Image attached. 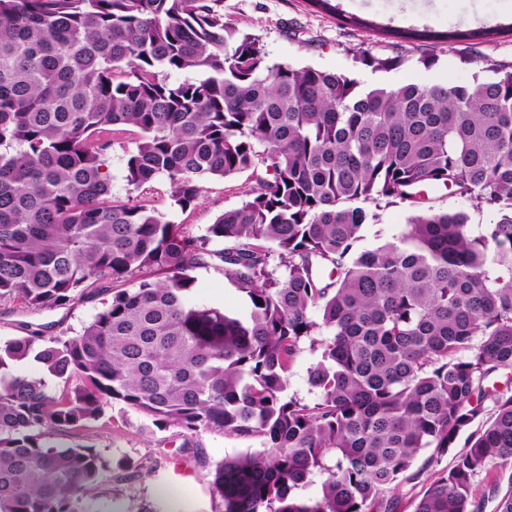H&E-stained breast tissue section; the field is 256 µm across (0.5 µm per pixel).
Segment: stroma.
I'll use <instances>...</instances> for the list:
<instances>
[{
	"label": "stroma",
	"mask_w": 512,
	"mask_h": 512,
	"mask_svg": "<svg viewBox=\"0 0 512 512\" xmlns=\"http://www.w3.org/2000/svg\"><path fill=\"white\" fill-rule=\"evenodd\" d=\"M335 4V12L329 14L308 0H221V11L240 30L259 35L273 61L344 72L366 84L386 80L464 85L482 70L512 64V0H335ZM354 16L360 18V25L351 24ZM426 26L436 31L489 28L493 34L460 42L409 40L392 34L396 28ZM361 49L378 57H401L405 63L381 75L357 62ZM430 55L435 63L424 67L420 59ZM253 186L245 173L206 180L196 204L184 211L173 207L166 178L134 194L167 220L199 235L224 210L240 206ZM193 277L189 302L244 311L245 296L223 271L203 267L195 269ZM112 288V282L104 281L71 305L39 311L2 300L0 343L36 329L47 337L74 336L111 297ZM73 439L94 446L106 458L126 456L141 465L138 476L99 487L102 512H148L155 506L163 512H222L220 500L209 490L212 471L225 458L259 445L258 440L221 431L188 438L175 426L161 430L146 415L118 403L75 429Z\"/></svg>",
	"instance_id": "obj_1"
}]
</instances>
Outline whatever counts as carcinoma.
<instances>
[{"mask_svg":"<svg viewBox=\"0 0 512 512\" xmlns=\"http://www.w3.org/2000/svg\"><path fill=\"white\" fill-rule=\"evenodd\" d=\"M218 2L0 0V301L53 309L130 284L76 336L0 344V512H98L94 489L138 465L54 437L112 403L259 440L214 469L224 512H398L409 480L425 484L414 512H512V389L486 386L512 369V65L467 85H363L271 61ZM124 126L141 133L135 191L165 177L185 211L208 178L255 187L191 235L113 195ZM429 189L495 219L437 209ZM398 204L404 231L358 247ZM201 267L224 271L245 313L187 303ZM307 340L311 404L287 394ZM31 359L81 384L58 397L18 370Z\"/></svg>","mask_w":512,"mask_h":512,"instance_id":"cac0c4a2","label":"carcinoma"}]
</instances>
